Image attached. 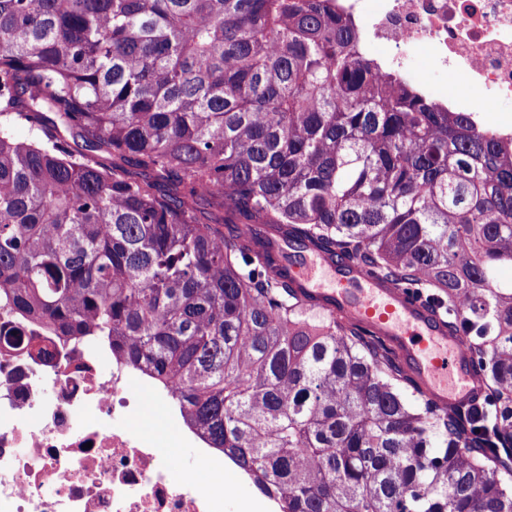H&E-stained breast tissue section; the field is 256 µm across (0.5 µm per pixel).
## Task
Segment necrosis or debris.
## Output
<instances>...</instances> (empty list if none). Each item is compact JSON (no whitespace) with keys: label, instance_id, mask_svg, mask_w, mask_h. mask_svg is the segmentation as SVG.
<instances>
[{"label":"necrosis or debris","instance_id":"1","mask_svg":"<svg viewBox=\"0 0 512 512\" xmlns=\"http://www.w3.org/2000/svg\"><path fill=\"white\" fill-rule=\"evenodd\" d=\"M366 43L407 73L418 54L433 81L476 90L481 111L512 106V0H338ZM45 363L0 338V512H226L235 490L210 476L211 448L167 396L102 346L56 342ZM167 428L194 448L163 454L132 421L145 393Z\"/></svg>","mask_w":512,"mask_h":512}]
</instances>
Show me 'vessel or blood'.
I'll list each match as a JSON object with an SVG mask.
<instances>
[{
	"label": "vessel or blood",
	"instance_id": "vessel-or-blood-1",
	"mask_svg": "<svg viewBox=\"0 0 512 512\" xmlns=\"http://www.w3.org/2000/svg\"><path fill=\"white\" fill-rule=\"evenodd\" d=\"M287 253L288 271L298 284L328 312L385 338L431 402L451 408L480 391L482 378L463 339L449 334L438 316L403 289L383 282L354 260L297 246Z\"/></svg>",
	"mask_w": 512,
	"mask_h": 512
}]
</instances>
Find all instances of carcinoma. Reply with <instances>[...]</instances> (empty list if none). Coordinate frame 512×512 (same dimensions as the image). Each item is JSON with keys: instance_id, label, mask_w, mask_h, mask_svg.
<instances>
[{"instance_id": "carcinoma-1", "label": "carcinoma", "mask_w": 512, "mask_h": 512, "mask_svg": "<svg viewBox=\"0 0 512 512\" xmlns=\"http://www.w3.org/2000/svg\"><path fill=\"white\" fill-rule=\"evenodd\" d=\"M31 134L18 141L11 128ZM258 224L464 337L428 400ZM512 135L383 70L336 0H0V307L97 342L278 512H512Z\"/></svg>"}]
</instances>
